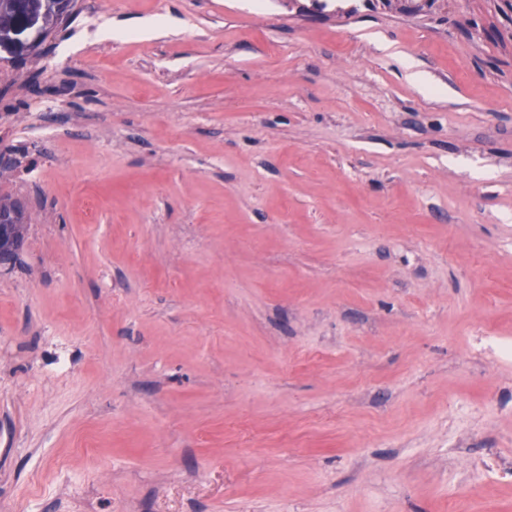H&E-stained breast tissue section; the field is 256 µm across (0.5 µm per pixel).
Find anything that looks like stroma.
<instances>
[{
  "mask_svg": "<svg viewBox=\"0 0 512 512\" xmlns=\"http://www.w3.org/2000/svg\"><path fill=\"white\" fill-rule=\"evenodd\" d=\"M0 151L9 512H512V0H77ZM14 216L13 211L0 215V266L11 264L22 249L23 239L15 229Z\"/></svg>",
  "mask_w": 512,
  "mask_h": 512,
  "instance_id": "stroma-1",
  "label": "stroma"
}]
</instances>
